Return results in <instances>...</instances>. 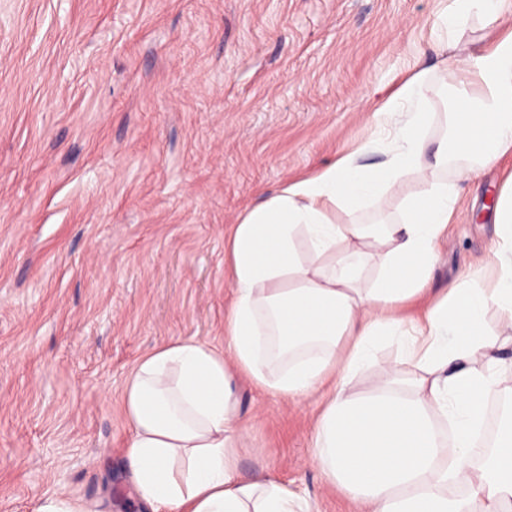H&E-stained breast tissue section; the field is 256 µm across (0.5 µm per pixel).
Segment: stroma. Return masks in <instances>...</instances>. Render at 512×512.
Returning a JSON list of instances; mask_svg holds the SVG:
<instances>
[{"mask_svg":"<svg viewBox=\"0 0 512 512\" xmlns=\"http://www.w3.org/2000/svg\"><path fill=\"white\" fill-rule=\"evenodd\" d=\"M448 0H0V512L59 493L141 512L122 390L135 362L224 345V231L370 137L426 71L430 146L453 92L432 24ZM458 183L430 286L487 258L512 166ZM419 175L344 224L400 219ZM241 477L273 475L311 512H361L311 460L323 399L236 380Z\"/></svg>","mask_w":512,"mask_h":512,"instance_id":"1","label":"stroma"}]
</instances>
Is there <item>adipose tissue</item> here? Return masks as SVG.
<instances>
[{
  "instance_id": "adipose-tissue-1",
  "label": "adipose tissue",
  "mask_w": 512,
  "mask_h": 512,
  "mask_svg": "<svg viewBox=\"0 0 512 512\" xmlns=\"http://www.w3.org/2000/svg\"><path fill=\"white\" fill-rule=\"evenodd\" d=\"M510 13L512 0H449L436 23L454 51L450 143L427 150L431 86L417 73L375 112L400 116L383 162L360 161L381 147L371 136L231 226L227 351L192 340L165 344L139 360L124 385L127 475L149 512H298V491L268 474H238L243 426L233 385L240 375L291 399L325 392L312 461L363 512H512L511 416L486 462H472L486 403L512 369V179L493 213L496 279L467 273L438 301L429 281L456 215V184L426 180L404 199L399 223L334 220L408 173L447 167L452 153L487 166L512 162V28L478 55L461 43L472 18L491 24ZM372 259L378 271L366 288L362 271ZM417 300L422 316L405 321L400 308ZM492 308L503 316L496 335L485 321ZM384 343L398 344L413 372L391 367L372 391H352L354 375ZM453 485L465 497L449 498Z\"/></svg>"
}]
</instances>
